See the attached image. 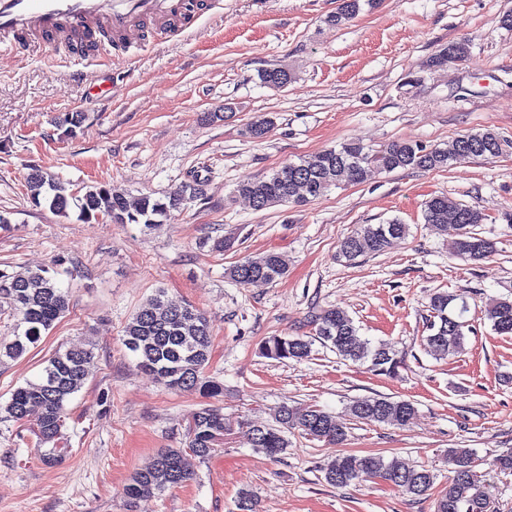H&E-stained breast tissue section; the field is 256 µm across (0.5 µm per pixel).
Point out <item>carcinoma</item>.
I'll return each mask as SVG.
<instances>
[{"label": "carcinoma", "mask_w": 512, "mask_h": 512, "mask_svg": "<svg viewBox=\"0 0 512 512\" xmlns=\"http://www.w3.org/2000/svg\"><path fill=\"white\" fill-rule=\"evenodd\" d=\"M377 0H339L336 11L327 16L331 25L344 26ZM468 48L455 42L438 54L433 63L462 61ZM271 119L260 116L247 125L246 133L255 141L265 139L271 130ZM477 148L475 158L495 157L512 149V141L486 129L468 132L454 138L448 145L426 146L417 142L393 141L380 150H371L356 141H345L297 162H287L271 175L239 184L236 193L252 197L263 210L276 204L299 206L322 197L329 189L342 184L361 183L372 172H392L396 169L444 171L455 160L463 143ZM29 196L35 202L50 197V207L67 213L70 201H75L78 218L90 221L107 217L114 224H142L149 228L163 222L170 211L201 194L199 182L185 183L163 198L150 195L131 196L105 184L89 187L81 196L68 192L64 183L40 169L27 177ZM424 223L439 230L450 224L460 230L452 244L454 256L463 261H480L494 251L491 241L479 236L475 227L485 217L477 209L435 195L423 209ZM408 232V225L399 220L387 224H361L343 238L339 256L347 261L385 251ZM288 272L285 255L268 251L249 256L229 269L230 277L241 285L274 282ZM446 292L432 295L430 308L435 320L428 326L424 346L430 354L444 358L466 350V303ZM70 307L67 291L47 269L9 274L0 272V311L6 310L18 318L14 336L0 341V363L3 358L18 359L36 345L43 334L66 315ZM484 318L500 335H512V299H502L484 310ZM316 333L303 336H271L262 345V353L278 360L301 361L310 357L313 341L332 349L353 362H370L373 372L393 374L400 360L386 346L371 345L360 336L359 327L347 311L340 308L322 310L315 316ZM125 346L138 357V366L151 373L167 388L197 390L207 397L223 392V385L208 375L211 347V326L203 312L185 302L167 297L165 291L142 304L126 325ZM93 352L84 347H68L57 352L35 381L17 387L10 399L0 404V423L12 422L37 438L38 444H53L42 461L59 463L65 453L60 446L65 424L66 403L86 383ZM353 419L379 423L396 428L406 427L416 417V407L410 400L386 396L363 398L349 405ZM224 413L214 406H204L196 412L189 425L184 448L158 451L152 461L136 471L127 486V495L136 500L161 495L167 489L184 484L195 476L192 461L208 460L217 449L224 447ZM298 432L322 439L329 444L347 440V430L336 416L319 408L280 407L274 422L262 427L246 425L243 436L257 450L276 457L288 448V434ZM476 453L471 448L449 451L448 464L453 475L437 495V512H494L484 484L475 470ZM322 479L329 485L346 487L363 478H379L402 492L420 497L435 485L437 474L418 465H406L396 458L389 461L377 456L339 454L320 467ZM236 512H256L257 500L249 489L239 491Z\"/></svg>", "instance_id": "cac0c4a2"}]
</instances>
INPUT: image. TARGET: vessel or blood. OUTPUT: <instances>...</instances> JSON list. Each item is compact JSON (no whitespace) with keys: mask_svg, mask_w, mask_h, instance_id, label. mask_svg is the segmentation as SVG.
<instances>
[{"mask_svg":"<svg viewBox=\"0 0 512 512\" xmlns=\"http://www.w3.org/2000/svg\"><path fill=\"white\" fill-rule=\"evenodd\" d=\"M194 16L193 0H0V42L25 53L32 40L64 31L79 42L91 43L103 32L130 37L144 18L164 28Z\"/></svg>","mask_w":512,"mask_h":512,"instance_id":"1","label":"vessel or blood"}]
</instances>
